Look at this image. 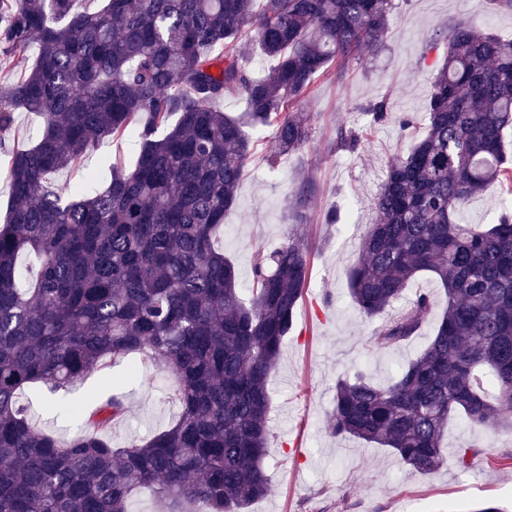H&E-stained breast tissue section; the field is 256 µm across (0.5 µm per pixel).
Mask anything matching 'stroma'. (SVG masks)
<instances>
[{"instance_id":"stroma-1","label":"stroma","mask_w":512,"mask_h":512,"mask_svg":"<svg viewBox=\"0 0 512 512\" xmlns=\"http://www.w3.org/2000/svg\"><path fill=\"white\" fill-rule=\"evenodd\" d=\"M396 9L383 46L350 60L344 77H318L317 90L303 105L311 128L300 151L277 156L271 128L256 126L248 135L253 154L244 170L235 205L224 216L217 240L235 264L243 284L252 279L257 249L278 247L293 219L292 191L313 176L316 193L303 233L309 243L308 286L299 302L280 360L269 378L273 437L265 462L271 492L249 512H459L475 502L497 500L512 512V432L472 429L452 419L442 440L445 462L434 473L403 466L373 443L337 439L326 429L338 378L357 370L374 383L390 381L399 368L429 343L434 327L398 348L369 351L375 322L365 320L349 294L347 270L374 218L373 200L391 159L407 152L428 122L430 78L446 51L449 23L465 20L477 30L512 37V13L493 10L488 0H395ZM388 98L390 117L372 123L370 104ZM355 130L357 149L337 147V128ZM41 131L35 114L15 111L12 128L0 134V217L9 194L8 166L14 149L33 145ZM138 146L131 139L107 138L77 166L52 176L57 185H73L93 174L92 189L112 178L113 165L132 166ZM512 195L500 188L470 198L462 208L468 224H492ZM337 223H328L329 214ZM175 378L155 368L120 387L126 414L112 425L114 446L168 428L179 407ZM57 393L41 387L38 396L22 395L32 424L61 438L76 435L79 417L57 413ZM477 443L482 453L471 468L456 464V450Z\"/></svg>"}]
</instances>
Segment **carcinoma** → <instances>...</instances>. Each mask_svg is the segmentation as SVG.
Listing matches in <instances>:
<instances>
[{
	"label": "carcinoma",
	"instance_id": "1",
	"mask_svg": "<svg viewBox=\"0 0 512 512\" xmlns=\"http://www.w3.org/2000/svg\"><path fill=\"white\" fill-rule=\"evenodd\" d=\"M395 0H0V59L21 73L0 101V131L24 109L37 142L11 155L0 224V512H128L142 491L163 512H247L268 495L269 377L308 283L307 244L290 233L252 260L249 299L216 249L252 144L244 127L270 125L278 154L310 140L297 104L315 78L373 52ZM273 60L243 64L248 43ZM39 47L34 61L26 52ZM240 96L235 118L218 103ZM512 130V39L467 21L448 26L433 77L428 125L393 159L374 199L375 222L348 269L352 301L372 320L418 274L447 305L416 359L387 386L358 374L336 383L329 433L388 448L420 473L444 463L448 419L512 425V213L464 224L461 206L493 185L512 193L504 134ZM107 137L138 141L130 171L93 193L52 174ZM340 148L360 136L340 128ZM315 193L290 197L296 223ZM39 260L21 286L19 259ZM432 318L420 294L368 337L389 351ZM177 380L169 429L112 447L123 417L112 394L61 439L20 403L36 383L66 388L129 356Z\"/></svg>",
	"mask_w": 512,
	"mask_h": 512
}]
</instances>
